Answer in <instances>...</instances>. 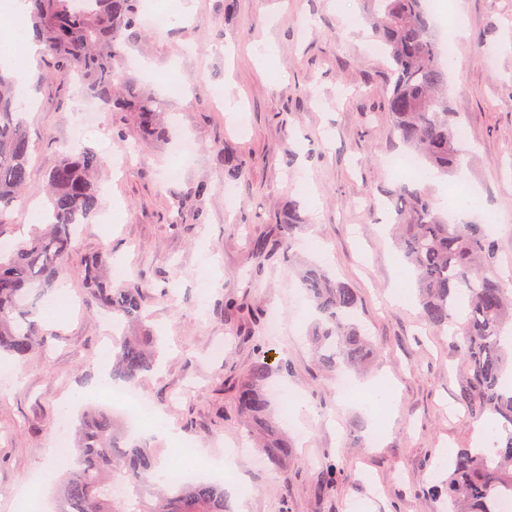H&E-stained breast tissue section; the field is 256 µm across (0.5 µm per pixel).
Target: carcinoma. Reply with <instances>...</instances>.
<instances>
[{
	"label": "carcinoma",
	"mask_w": 512,
	"mask_h": 512,
	"mask_svg": "<svg viewBox=\"0 0 512 512\" xmlns=\"http://www.w3.org/2000/svg\"><path fill=\"white\" fill-rule=\"evenodd\" d=\"M30 20L54 73L80 76L81 91L106 112H133L141 132L168 141L172 128L163 120L162 100L130 82L115 94L117 62L135 36L140 0H30ZM374 36L389 63L386 110L393 132L426 168L453 174L460 164L457 130L461 113L448 105V65L434 32L425 0H363ZM30 141L15 101L14 77L0 67V239L13 232L11 214L22 204L28 178ZM102 161L89 148L61 155L47 178L51 204L46 227L14 248L0 249V354L25 360L44 342L38 314L40 295L59 286L65 262L76 250L80 224L95 214L100 198L95 172ZM241 163L224 153V182L233 184ZM396 209L394 230L404 257L413 266L421 317L428 328L446 334L467 377L458 401L475 420L498 418L493 425L491 461L485 452L460 450L437 497L448 512H496L498 499L512 496V389L504 383L512 348L503 342L512 322V289L491 274L497 248L484 225L435 209L426 193L399 184L388 191ZM295 206L280 225L278 247L253 244L259 261L291 257L300 228ZM84 288L88 305L118 317L132 332L120 336L112 357L114 381L136 385L160 367L163 355L144 315L138 282L116 284L108 276L112 254L86 256ZM301 288L313 302V352L319 364L336 370L365 371L373 361L372 342L357 322L358 299L347 284L332 280L319 266L300 272ZM254 360L237 392V415L266 434L263 447L275 465L288 461V441L269 429L267 380L273 371H292L275 361L273 344L251 336ZM73 439L79 460L67 458L56 494V512H229L224 486L212 482L160 483L155 448L130 433L124 418L100 404L83 407Z\"/></svg>",
	"instance_id": "carcinoma-1"
}]
</instances>
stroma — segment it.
I'll return each instance as SVG.
<instances>
[{
	"mask_svg": "<svg viewBox=\"0 0 512 512\" xmlns=\"http://www.w3.org/2000/svg\"><path fill=\"white\" fill-rule=\"evenodd\" d=\"M163 2L172 22L156 29L150 16ZM181 0H143L142 21L118 68L164 98L174 123L172 142L145 140L127 112L101 113L80 145L104 165L96 175L101 205L82 225L66 262L64 317L43 323L46 346L27 360L0 358V512H55L52 487L60 475L56 416L72 394L97 389L101 351L110 341L104 317L90 312L82 285L84 254L111 250L132 280H145L144 310L167 353L163 369L139 387L198 462L211 469L234 444L248 445L238 478L224 485L232 512H437L434 486L448 477L455 453L478 445L475 423L456 400L463 376L448 338L420 320L414 277L399 281L407 262L390 235L393 208L380 190L398 179L388 167L405 154L386 116L387 63L371 38L359 0H194L178 20ZM437 20L460 27L449 95L464 114L468 136L454 176L409 179L427 190L438 210L466 206L468 219L488 222L497 244L495 275L512 280V0H447ZM487 42L491 58L476 60ZM273 50L274 63L264 54ZM177 72L189 92L170 96L163 74ZM229 93L244 110L232 126L213 91ZM24 118L31 141L25 201L41 208L45 178L71 146L70 131L84 98L48 78L36 64ZM125 141H118L117 131ZM194 151L180 159L179 146ZM238 158L237 206L224 198L225 151ZM181 168L171 177L172 165ZM207 183L204 200L192 189ZM300 204L305 227L292 259L271 260L262 273L254 242L277 235L289 202ZM317 264L354 288L359 316L380 350L376 367L357 387L364 398L339 394L320 369L308 336L315 319L298 270ZM275 317L276 351L291 373H273V418L292 446L288 466L271 464L254 447L234 407L251 362L238 324L214 315L225 295ZM387 389L395 411L382 429L367 393ZM312 408L292 419L289 398ZM336 456L335 486L319 477L325 454Z\"/></svg>",
	"mask_w": 512,
	"mask_h": 512,
	"instance_id": "35a3bbf8",
	"label": "stroma"
}]
</instances>
